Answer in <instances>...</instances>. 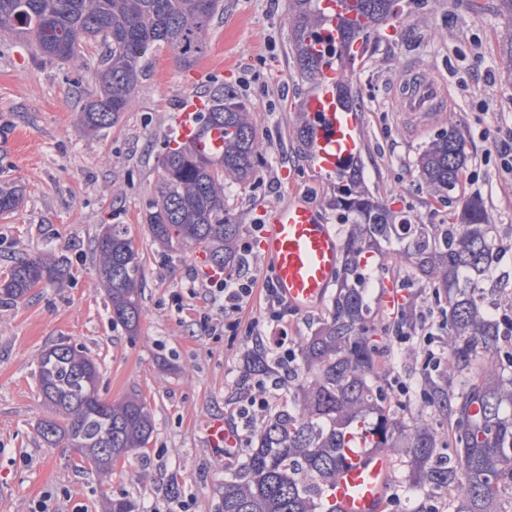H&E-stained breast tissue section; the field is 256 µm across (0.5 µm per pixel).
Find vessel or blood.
<instances>
[{
  "label": "vessel or blood",
  "instance_id": "obj_1",
  "mask_svg": "<svg viewBox=\"0 0 512 512\" xmlns=\"http://www.w3.org/2000/svg\"><path fill=\"white\" fill-rule=\"evenodd\" d=\"M328 23L318 40L327 54L318 87L303 102V110L316 128L310 163L316 172L331 175L362 148L358 113L340 105L336 83L335 47L341 46L344 21L358 20L355 0H327ZM395 111L408 118H427L444 108L443 85L424 78L420 63H411L393 90ZM200 99L185 94L174 118L172 143L192 146L200 155L212 156L224 149V132L202 133L198 114ZM263 255L272 272L278 296L301 313L317 309L335 284L340 265L337 232L327 224L315 206L296 196L287 204L273 207L261 242ZM392 463L386 449L360 446L346 450L336 476L328 487L326 500L331 512H384Z\"/></svg>",
  "mask_w": 512,
  "mask_h": 512
}]
</instances>
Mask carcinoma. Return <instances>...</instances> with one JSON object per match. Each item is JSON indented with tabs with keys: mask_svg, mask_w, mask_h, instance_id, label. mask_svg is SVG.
I'll list each match as a JSON object with an SVG mask.
<instances>
[{
	"mask_svg": "<svg viewBox=\"0 0 512 512\" xmlns=\"http://www.w3.org/2000/svg\"><path fill=\"white\" fill-rule=\"evenodd\" d=\"M398 0H357L367 20L361 30L345 23L343 39H368L396 15ZM221 0H0V33L32 44L43 59L76 61L99 39L104 53L96 69L98 91L83 109L82 128L97 132L118 121L142 75L141 60L156 44L169 47L185 66L206 52ZM503 20L501 62L512 73V0H499ZM324 21L321 0H291V36L300 74L315 83L322 58L311 39ZM351 61L343 60L337 86L341 104L353 97ZM202 129H224V153L204 158L193 149L164 143L157 157L160 178L147 198L144 217L153 242L166 251L201 248L212 266L237 262L239 225L224 209V181L247 182L262 160L245 104L224 87L209 97ZM466 165L461 140L442 132L418 157L417 176L438 194L454 189ZM336 207L354 213L344 243L330 318L296 344V384L288 401L249 435L245 459L221 483V512H324L323 490L336 475L344 450L367 432L378 448H404L410 462L402 493L389 508L439 512L429 493L451 490L450 512H503L496 501L512 484V315L489 311L486 289L502 278L496 258L497 225L481 199H467L458 223L397 224L370 195L361 175L340 170ZM20 204L16 189L0 187V216ZM406 241L416 274L450 307L443 340L447 370L458 385L448 395L444 370L423 369L424 410L397 418L385 370L390 354L372 337L365 253L370 242ZM98 275L107 290L112 320L137 330L143 266L125 224H108L95 241ZM67 276L64 259L28 256L0 278V303L27 299L35 288ZM249 375H273L261 353L248 354ZM100 367L87 352L59 343L38 363L39 393L53 417L40 424L49 445L65 443L108 475L117 461L146 447L155 421L139 396L115 402L99 393Z\"/></svg>",
	"mask_w": 512,
	"mask_h": 512,
	"instance_id": "cac0c4a2",
	"label": "carcinoma"
}]
</instances>
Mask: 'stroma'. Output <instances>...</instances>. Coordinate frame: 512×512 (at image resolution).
Instances as JSON below:
<instances>
[{"mask_svg":"<svg viewBox=\"0 0 512 512\" xmlns=\"http://www.w3.org/2000/svg\"><path fill=\"white\" fill-rule=\"evenodd\" d=\"M496 0H400L393 30L379 28L352 72L363 147L352 167L396 220L451 224L464 201L481 198L498 226L500 267L508 274L495 297L512 308V180L485 160V114L512 113V78L499 62L501 20ZM99 49L84 51V65L34 60L25 42L0 35V187H19L14 214L0 217V273L24 256H64L71 275L44 285L28 300L0 303V512H31L50 494L52 512H106L110 498L129 496L143 512H174L193 498L196 512H218L223 453L210 444L206 425L236 421L244 358L255 339L247 325L261 322L268 298L256 290L236 332H210L203 282L192 281L206 259L201 249L171 253L152 243L143 206L159 177L157 156L181 96L209 97L219 86L247 105L263 142L254 180L231 183L224 207L241 233L264 209L300 193L339 235L349 221L336 207V177L316 173L296 139L302 99L313 87L295 66L288 0H222L205 55L180 66L161 45L142 61L143 73L126 112L112 127L85 132L80 114L97 86ZM444 83L448 109L419 131L395 112L393 85L410 60ZM22 129L21 152L8 136ZM452 129L464 143L466 178L447 197L434 194L416 172L419 154ZM127 225L140 252L144 277L137 332L114 322L96 270L95 239L104 225ZM366 287L380 336L391 334L396 308L383 306L384 286L423 311L435 334L448 333L444 306L418 282L398 255L371 258ZM183 297L176 310L171 297ZM84 348L101 367L100 394L114 401L142 396L155 418L146 448L103 476L84 467L72 449L47 445L38 434L50 411L37 389L41 354L56 343Z\"/></svg>","mask_w":512,"mask_h":512,"instance_id":"obj_1","label":"stroma"}]
</instances>
